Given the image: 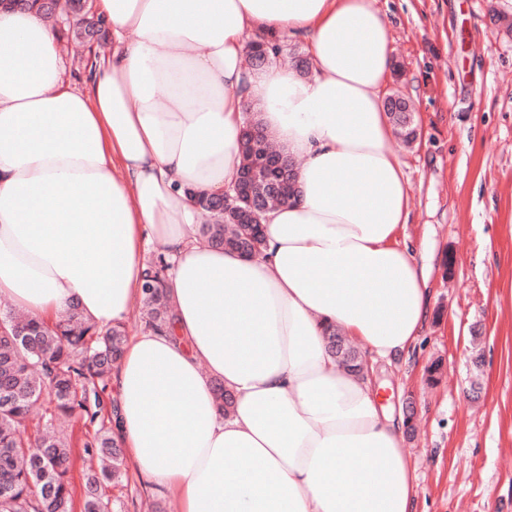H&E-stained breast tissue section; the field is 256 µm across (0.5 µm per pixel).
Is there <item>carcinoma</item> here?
Returning a JSON list of instances; mask_svg holds the SVG:
<instances>
[{"mask_svg":"<svg viewBox=\"0 0 512 512\" xmlns=\"http://www.w3.org/2000/svg\"><path fill=\"white\" fill-rule=\"evenodd\" d=\"M73 13L71 35L82 40L89 35L81 23L80 0H69ZM391 121L406 141L417 138L414 116L397 112L386 98ZM272 136L259 115L252 113L241 133V168L257 167L268 153ZM272 204L269 183L258 170L243 202L200 195L208 222L199 234L213 246L251 257L263 254V225L254 220V202ZM163 261L149 265L144 273L142 298L150 329L173 332L174 310L165 290ZM125 330L121 325L102 330L78 309L47 324L33 317H17L0 310V512H111L112 502L102 489L119 485L126 476L123 450L114 437L116 403L107 394L112 369L124 353ZM47 404L44 414L30 419L31 408ZM60 415L83 425L99 424L83 442V452L100 462L99 470L86 474L81 500H75L69 472L72 442L53 430Z\"/></svg>","mask_w":512,"mask_h":512,"instance_id":"obj_1","label":"carcinoma"}]
</instances>
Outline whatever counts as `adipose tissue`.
I'll return each instance as SVG.
<instances>
[{"label": "adipose tissue", "instance_id": "adipose-tissue-1", "mask_svg": "<svg viewBox=\"0 0 512 512\" xmlns=\"http://www.w3.org/2000/svg\"><path fill=\"white\" fill-rule=\"evenodd\" d=\"M97 7L112 52L81 88L41 12L0 10V298L47 323L75 305L118 324L142 294L143 247L163 242L175 333L129 339L114 375V434L137 476L181 512H415L404 419L325 342L335 328L402 357L431 317L375 0ZM258 31L303 35L313 77L247 70ZM250 100L303 160L257 260L201 239L193 200L236 179Z\"/></svg>", "mask_w": 512, "mask_h": 512}]
</instances>
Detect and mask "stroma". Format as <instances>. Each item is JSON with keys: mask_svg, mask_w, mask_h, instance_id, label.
I'll return each instance as SVG.
<instances>
[{"mask_svg": "<svg viewBox=\"0 0 512 512\" xmlns=\"http://www.w3.org/2000/svg\"><path fill=\"white\" fill-rule=\"evenodd\" d=\"M419 138L394 141L412 197L406 233L433 318L407 360L375 363L379 402H415L405 448L415 512H512V0H376ZM135 512H179L135 477L108 487Z\"/></svg>", "mask_w": 512, "mask_h": 512, "instance_id": "stroma-1", "label": "stroma"}]
</instances>
